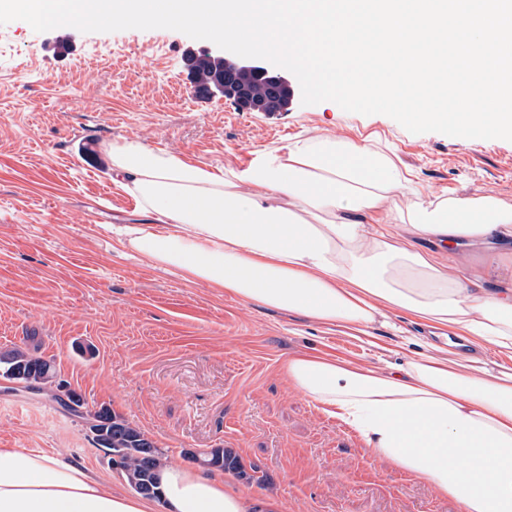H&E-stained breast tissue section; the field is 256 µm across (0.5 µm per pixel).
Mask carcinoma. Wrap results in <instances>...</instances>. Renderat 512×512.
<instances>
[{
	"instance_id": "cac0c4a2",
	"label": "carcinoma",
	"mask_w": 512,
	"mask_h": 512,
	"mask_svg": "<svg viewBox=\"0 0 512 512\" xmlns=\"http://www.w3.org/2000/svg\"><path fill=\"white\" fill-rule=\"evenodd\" d=\"M238 80L250 87L254 97L264 100L265 110L274 112L285 104V100L273 94L269 86L253 81L248 75L242 73ZM0 377L42 388L52 382L55 369L50 361L15 349L0 356ZM99 417L103 419L108 433V443L101 448L121 469L129 487L137 494L160 498L156 470L161 464V450L138 428L109 409H104ZM200 459L206 466L231 471L236 456L222 448H213L202 454Z\"/></svg>"
}]
</instances>
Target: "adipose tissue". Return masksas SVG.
<instances>
[{
  "label": "adipose tissue",
  "mask_w": 512,
  "mask_h": 512,
  "mask_svg": "<svg viewBox=\"0 0 512 512\" xmlns=\"http://www.w3.org/2000/svg\"><path fill=\"white\" fill-rule=\"evenodd\" d=\"M115 183L154 215L128 245L181 277L325 324L366 326L399 309L452 331L448 357L418 352L396 371L326 356L288 359L298 392L356 429L462 512H512V371L488 372L484 344L512 351V278L499 255L475 276L440 247L512 239L495 196L423 195L387 153L329 134L213 169L129 140L105 148ZM165 512H280L214 474L158 470ZM67 457L0 448V512H151Z\"/></svg>",
  "instance_id": "ef3b65f1"
}]
</instances>
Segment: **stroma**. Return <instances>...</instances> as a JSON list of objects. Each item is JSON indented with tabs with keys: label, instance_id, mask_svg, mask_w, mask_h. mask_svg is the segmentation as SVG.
<instances>
[{
	"label": "stroma",
	"instance_id": "obj_1",
	"mask_svg": "<svg viewBox=\"0 0 512 512\" xmlns=\"http://www.w3.org/2000/svg\"><path fill=\"white\" fill-rule=\"evenodd\" d=\"M168 29L37 32L0 25V354L51 361L84 400L82 416L0 378V448L60 453L119 491L86 415L138 426L169 465L229 448L246 499L282 512H459L309 397L291 392L288 358L326 354L381 369L436 329L390 310L367 327L317 323L187 281L120 242L153 225L112 181L104 145L135 139L194 164L242 170L266 151L328 133L393 153L424 192H493L512 204V141L414 134L383 114L306 105L296 77L287 110L246 112L194 94L187 55L214 50ZM96 148L84 159L81 135ZM87 213L90 223L72 218Z\"/></svg>",
	"mask_w": 512,
	"mask_h": 512
}]
</instances>
